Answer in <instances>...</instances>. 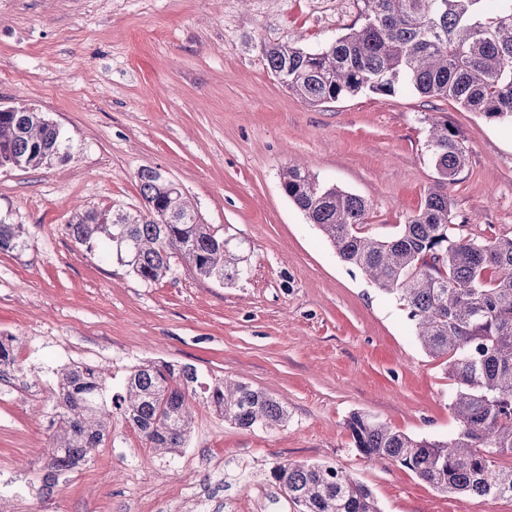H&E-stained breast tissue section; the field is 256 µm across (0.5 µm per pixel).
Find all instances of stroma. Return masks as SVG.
I'll return each mask as SVG.
<instances>
[{
    "mask_svg": "<svg viewBox=\"0 0 512 512\" xmlns=\"http://www.w3.org/2000/svg\"><path fill=\"white\" fill-rule=\"evenodd\" d=\"M361 0H0V106H34L66 161L0 169V221L23 227L0 253V338L16 366L0 379V512H190L189 497L242 512H296L279 462L345 468L383 512H512V499L444 494L397 465L367 461L346 427L356 412L445 437L454 383L420 347L397 298L338 258L284 196L295 162L365 198L383 235L415 212L437 174L433 121L467 149L448 196L476 236L512 234V125L416 93H365L312 106L267 67L276 43L316 47L359 18ZM160 169L202 223L247 244L229 285L175 262L145 282L66 234L74 215L142 204L137 174ZM147 361L233 378L286 403L288 422L245 431L196 402L187 448L148 447L121 416L107 442L41 489L52 389L73 363L113 389Z\"/></svg>",
    "mask_w": 512,
    "mask_h": 512,
    "instance_id": "obj_1",
    "label": "stroma"
}]
</instances>
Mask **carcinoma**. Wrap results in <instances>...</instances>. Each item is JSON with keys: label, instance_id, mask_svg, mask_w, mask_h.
<instances>
[{"label": "carcinoma", "instance_id": "carcinoma-1", "mask_svg": "<svg viewBox=\"0 0 512 512\" xmlns=\"http://www.w3.org/2000/svg\"><path fill=\"white\" fill-rule=\"evenodd\" d=\"M362 23L317 49L271 46L269 70L312 106L371 92L413 91L451 99L469 112L512 122V0H362ZM438 175L419 211L391 236L366 230L368 202L326 186L300 166L281 190L317 225L346 265L396 296L426 352L454 381L448 408L459 423L448 438H419L357 412L347 422L354 447L371 462L398 464L442 493L512 499V235L478 237L456 223L448 182L466 165V147L432 123L426 144ZM68 157L61 131L32 106L0 112V161L38 169ZM143 207L79 213L66 225L74 244L114 254L145 282L165 278L173 261L229 284L242 273L243 241L202 224L182 192L153 168L138 172ZM20 224L0 223V251L22 243ZM203 390L224 420L247 431L288 421L285 403L240 381L206 383L196 367L134 366L121 390L86 364L60 373L47 448L50 491L58 477L105 442L121 414L151 448L188 445L191 397ZM271 477L298 512H381L372 490L341 467L277 463Z\"/></svg>", "mask_w": 512, "mask_h": 512}]
</instances>
